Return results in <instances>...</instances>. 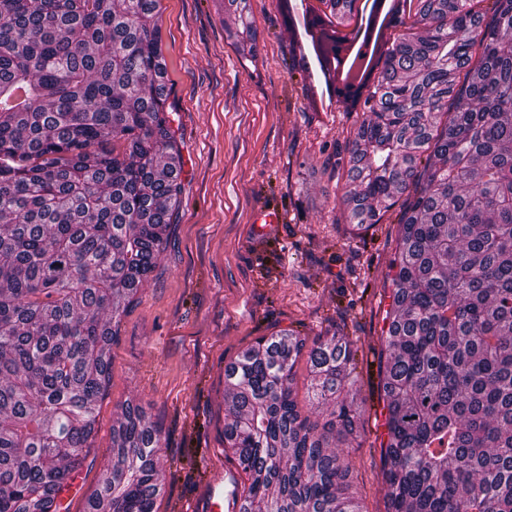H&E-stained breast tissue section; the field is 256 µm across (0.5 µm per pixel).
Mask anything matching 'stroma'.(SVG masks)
Segmentation results:
<instances>
[{
    "label": "stroma",
    "instance_id": "stroma-1",
    "mask_svg": "<svg viewBox=\"0 0 512 512\" xmlns=\"http://www.w3.org/2000/svg\"><path fill=\"white\" fill-rule=\"evenodd\" d=\"M167 106L181 143V204L156 267L120 304L109 384L68 512L112 477V427L127 405L161 431L156 512H205V471L225 491L224 377L264 336L340 333L357 351V439L342 442L362 512H385L382 446L391 279L409 194L362 233L344 158L365 112L324 106L282 0H160ZM253 35H245L244 23ZM278 209V224L259 223Z\"/></svg>",
    "mask_w": 512,
    "mask_h": 512
}]
</instances>
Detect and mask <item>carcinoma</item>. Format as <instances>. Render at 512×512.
Wrapping results in <instances>:
<instances>
[{"mask_svg": "<svg viewBox=\"0 0 512 512\" xmlns=\"http://www.w3.org/2000/svg\"><path fill=\"white\" fill-rule=\"evenodd\" d=\"M357 2L309 16L340 45ZM481 2L402 0L350 149L356 230L414 192L383 383L387 512H512V0L489 19ZM158 9L0 0V512H57L91 448L116 300L148 281L180 204ZM305 346L263 337L224 370L239 512H360L329 446L357 438L353 344L309 351L322 423L294 390ZM112 443V481L87 512H156L159 429L129 406Z\"/></svg>", "mask_w": 512, "mask_h": 512, "instance_id": "1", "label": "carcinoma"}]
</instances>
